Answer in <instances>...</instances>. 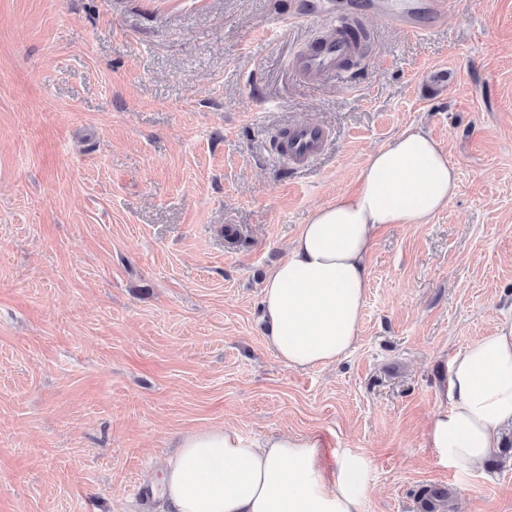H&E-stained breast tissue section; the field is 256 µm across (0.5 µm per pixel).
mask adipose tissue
<instances>
[{"label":"adipose tissue","mask_w":512,"mask_h":512,"mask_svg":"<svg viewBox=\"0 0 512 512\" xmlns=\"http://www.w3.org/2000/svg\"><path fill=\"white\" fill-rule=\"evenodd\" d=\"M457 188L446 152L408 128L371 153L359 186L317 208L262 288L268 346L295 370L328 367L357 341L368 288L367 259L387 224H424ZM449 406L426 436L449 466L479 468L512 426V325L470 343L451 363ZM317 435L284 433L257 444L236 430L186 434L167 461L168 512H361L362 465L341 461L326 477Z\"/></svg>","instance_id":"obj_1"}]
</instances>
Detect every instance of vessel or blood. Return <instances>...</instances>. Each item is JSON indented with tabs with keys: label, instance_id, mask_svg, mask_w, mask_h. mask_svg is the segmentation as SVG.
<instances>
[{
	"label": "vessel or blood",
	"instance_id": "obj_1",
	"mask_svg": "<svg viewBox=\"0 0 512 512\" xmlns=\"http://www.w3.org/2000/svg\"><path fill=\"white\" fill-rule=\"evenodd\" d=\"M426 16L431 26L446 23L448 0H419L414 11L388 14V21L394 26L409 31H417L419 16ZM361 16L349 15L343 18H328L323 24L319 40L310 42L305 50L298 53L294 68L306 81L321 82L324 78L343 71L347 60L358 55L362 47L350 37V30H364ZM327 143L326 131L317 124L296 123L289 127L282 146L290 161L296 166H304L312 158L319 156Z\"/></svg>",
	"mask_w": 512,
	"mask_h": 512
}]
</instances>
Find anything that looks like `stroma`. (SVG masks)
Here are the masks:
<instances>
[{"label":"stroma","mask_w":512,"mask_h":512,"mask_svg":"<svg viewBox=\"0 0 512 512\" xmlns=\"http://www.w3.org/2000/svg\"><path fill=\"white\" fill-rule=\"evenodd\" d=\"M410 2L0 0V512H162L137 484L216 426L360 457L362 512L426 486L512 512V428L466 474L425 431L453 356L512 325V0H448L421 34L374 15ZM349 14L368 60L309 84L295 55ZM300 122L330 137L297 168L274 137ZM411 125L456 194L376 234L353 350L288 368L264 278Z\"/></svg>","instance_id":"35a3bbf8"}]
</instances>
